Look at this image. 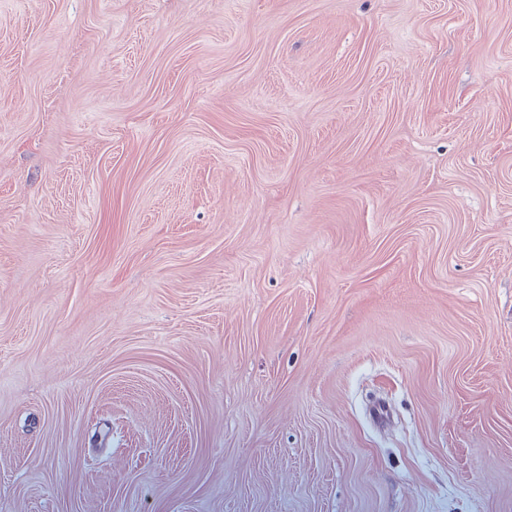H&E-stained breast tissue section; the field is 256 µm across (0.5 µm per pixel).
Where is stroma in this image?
<instances>
[{"mask_svg":"<svg viewBox=\"0 0 512 512\" xmlns=\"http://www.w3.org/2000/svg\"><path fill=\"white\" fill-rule=\"evenodd\" d=\"M0 512H512V0H0Z\"/></svg>","mask_w":512,"mask_h":512,"instance_id":"35a3bbf8","label":"stroma"}]
</instances>
